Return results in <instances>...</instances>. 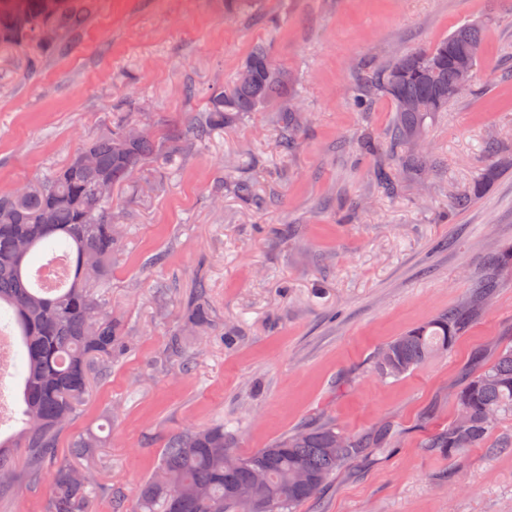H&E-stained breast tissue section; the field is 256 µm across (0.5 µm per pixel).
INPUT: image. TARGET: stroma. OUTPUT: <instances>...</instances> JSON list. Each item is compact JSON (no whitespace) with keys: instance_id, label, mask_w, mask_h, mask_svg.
Masks as SVG:
<instances>
[{"instance_id":"stroma-1","label":"stroma","mask_w":512,"mask_h":512,"mask_svg":"<svg viewBox=\"0 0 512 512\" xmlns=\"http://www.w3.org/2000/svg\"><path fill=\"white\" fill-rule=\"evenodd\" d=\"M81 26L63 51L0 46V188L47 177L88 141L110 134L138 102L136 124L155 137L203 115L255 46L289 76L307 118L292 152L279 147L276 108L216 129L174 163L152 157L113 193L121 237L108 303L128 340L112 372L62 437L96 435L83 463L121 490L132 512L165 437L223 425L241 453L307 424L347 433L391 425L389 448L333 476L297 512H512V417L456 462L426 448L447 428L456 384L475 351L512 344V275L455 346L397 379L371 370L379 348L458 303L491 253L512 243V0H77ZM482 19L478 90L449 103L428 129L439 161L395 197L373 188L377 159L354 160L362 128L386 136L393 105L347 100L366 63L433 46ZM497 140L504 168L468 208ZM252 181L266 209L240 201ZM209 284L212 326L191 336L190 368L165 356L186 324L187 295ZM50 474L19 484L0 512H47Z\"/></svg>"}]
</instances>
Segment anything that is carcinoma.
Listing matches in <instances>:
<instances>
[{"label":"carcinoma","mask_w":512,"mask_h":512,"mask_svg":"<svg viewBox=\"0 0 512 512\" xmlns=\"http://www.w3.org/2000/svg\"><path fill=\"white\" fill-rule=\"evenodd\" d=\"M19 15L31 22L22 36L13 29ZM45 25L76 28L81 18L68 0H0V45L36 39ZM473 45L484 48L482 24L462 25L430 49L369 66L364 93L353 98L352 105L365 112L369 97L379 95L393 102L396 116L388 141L366 133L356 141V152L383 154L399 172L419 179L434 169L436 161L421 155L417 145L426 137L427 120L455 99L449 94L456 81L454 58ZM244 67L253 72L250 81L237 77L229 90L213 92L204 120L170 133L163 142L127 125L89 142L83 148L90 154L88 162L77 152L44 180L0 194V317H7L20 336L25 359L23 426L16 439L0 438V500L12 494L19 480V453L32 482L43 469H53L48 512H92L99 496L121 500L120 492L100 487L57 453L63 431L89 395L91 383L105 379L114 356L128 346L105 298L120 231L112 222V199L103 197L101 189L130 182L152 156L172 162L184 145L202 146L212 130L273 103L278 104L281 148L293 151L303 121L288 100L284 73L260 46L251 51ZM498 174L499 164L491 163L471 193L455 197V206L467 207ZM373 177L385 194L396 195L392 170L377 168ZM234 187L243 201L263 204L249 180L239 179ZM43 247L60 248L69 260L67 279L51 291L32 280L29 268L30 256ZM508 271L512 245L494 253L468 298L385 344L379 353L387 351L389 358H375L376 375L399 378L451 350ZM207 292L201 275L188 301L189 322L168 338V357L184 355L188 332L211 326ZM490 347L493 359L484 364L483 355H478V367L452 395L455 412H466L472 419L469 436L460 440L452 421L428 439L427 447L439 449L450 461L482 445L496 422L512 415V345ZM387 445L385 431L354 435L324 424L299 428L265 448L240 454L222 425L184 428L165 438L156 474L142 483L135 512H296L334 474ZM96 447L98 441L91 435L70 444L75 458Z\"/></svg>","instance_id":"cac0c4a2"}]
</instances>
